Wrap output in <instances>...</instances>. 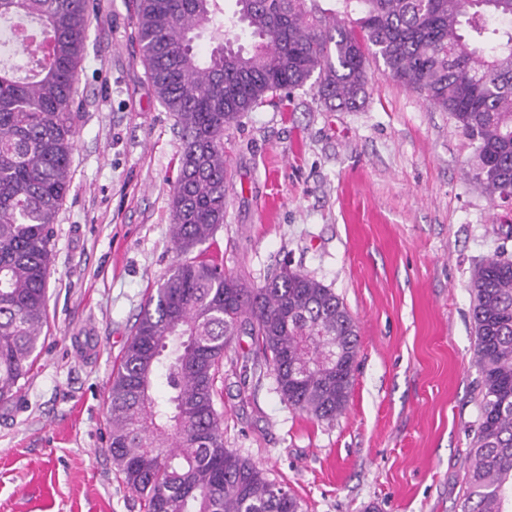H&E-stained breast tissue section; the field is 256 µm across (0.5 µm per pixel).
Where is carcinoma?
<instances>
[{"mask_svg":"<svg viewBox=\"0 0 512 512\" xmlns=\"http://www.w3.org/2000/svg\"><path fill=\"white\" fill-rule=\"evenodd\" d=\"M319 0H136L135 28L156 96L176 121L178 254L224 223V132L310 86L331 109L366 97L367 55L449 112L475 144L473 179L512 197V0H356L357 27ZM94 0H0V401L21 389L45 337L54 223L71 183L82 105L76 80ZM251 48L235 45L234 31ZM204 32L216 45L199 55ZM479 419L462 512H512V260L474 271ZM255 339L283 402L333 421L348 403L358 331L332 288L283 265L254 287L209 259L179 260L152 292L107 398L112 468L144 512H301L263 469L224 447L215 383L234 336ZM163 385L167 395L155 396Z\"/></svg>","mask_w":512,"mask_h":512,"instance_id":"cac0c4a2","label":"carcinoma"}]
</instances>
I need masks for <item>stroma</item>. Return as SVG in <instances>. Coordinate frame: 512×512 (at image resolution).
Returning <instances> with one entry per match:
<instances>
[{
  "label": "stroma",
  "instance_id": "1",
  "mask_svg": "<svg viewBox=\"0 0 512 512\" xmlns=\"http://www.w3.org/2000/svg\"><path fill=\"white\" fill-rule=\"evenodd\" d=\"M366 71L356 110H326L306 88L225 132L226 212L205 245L253 285L286 264L343 298L359 339L347 406L331 422L289 408L243 334L215 408L225 447L288 486L303 512H461L478 418L469 282L487 258L512 259V208L475 186L474 145L450 113L381 60ZM77 88L45 344L0 403V512H143L111 464L106 398L177 260L181 141L147 76L133 0H101Z\"/></svg>",
  "mask_w": 512,
  "mask_h": 512
}]
</instances>
